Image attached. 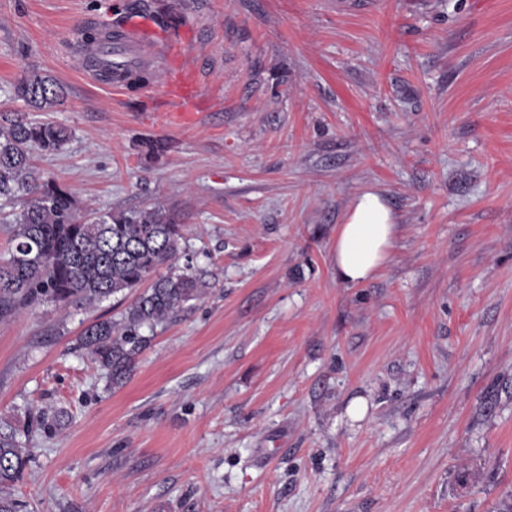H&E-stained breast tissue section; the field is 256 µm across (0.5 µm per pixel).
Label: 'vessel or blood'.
<instances>
[{
    "instance_id": "b4317fda",
    "label": "vessel or blood",
    "mask_w": 512,
    "mask_h": 512,
    "mask_svg": "<svg viewBox=\"0 0 512 512\" xmlns=\"http://www.w3.org/2000/svg\"><path fill=\"white\" fill-rule=\"evenodd\" d=\"M149 29L147 20L129 21L117 34L105 33L92 41L76 40L75 53L94 62L93 69L86 72L87 77L94 81L99 72H110L113 89L122 90L127 88L130 74L142 69L153 71L159 78L168 74L170 62L174 59L179 60L182 69H189L191 60L188 55L177 53L175 45L165 37H150ZM196 92L193 84L184 81L169 85L170 120L183 117L185 102Z\"/></svg>"
}]
</instances>
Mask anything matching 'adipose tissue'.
I'll use <instances>...</instances> for the list:
<instances>
[{
    "label": "adipose tissue",
    "mask_w": 512,
    "mask_h": 512,
    "mask_svg": "<svg viewBox=\"0 0 512 512\" xmlns=\"http://www.w3.org/2000/svg\"><path fill=\"white\" fill-rule=\"evenodd\" d=\"M397 235V217L384 196L374 189L357 194L332 249L338 277L353 285L373 279L389 259Z\"/></svg>",
    "instance_id": "ef3b65f1"
}]
</instances>
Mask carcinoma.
I'll return each instance as SVG.
<instances>
[{"mask_svg":"<svg viewBox=\"0 0 512 512\" xmlns=\"http://www.w3.org/2000/svg\"><path fill=\"white\" fill-rule=\"evenodd\" d=\"M62 97L52 77L32 74L13 85L12 99L35 112H52ZM67 126L0 112V199H19L12 220L13 247L0 262V319L48 297L67 307L94 305L150 283L126 309L122 323L100 321L88 328L83 345L112 373L127 378L150 330L203 294L201 281L183 271L160 275L178 254L180 225L160 206L105 213L76 210L62 185L47 179L33 153L55 154L70 141ZM29 450L16 433L0 432V512H18L9 489L20 480Z\"/></svg>","mask_w":512,"mask_h":512,"instance_id":"obj_1","label":"carcinoma"}]
</instances>
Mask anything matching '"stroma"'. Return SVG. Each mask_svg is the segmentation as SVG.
I'll return each instance as SVG.
<instances>
[{"label": "stroma", "instance_id": "1", "mask_svg": "<svg viewBox=\"0 0 512 512\" xmlns=\"http://www.w3.org/2000/svg\"><path fill=\"white\" fill-rule=\"evenodd\" d=\"M141 13L192 58L185 124L71 50ZM32 72L73 132L43 175L81 213L164 207L204 294L117 385L82 340L135 292L0 320L20 512H512V0H0V110ZM367 188L399 231L352 285ZM398 226L397 216L379 191L357 194L339 224L332 249L338 277L353 285L373 279L390 257Z\"/></svg>", "mask_w": 512, "mask_h": 512}]
</instances>
